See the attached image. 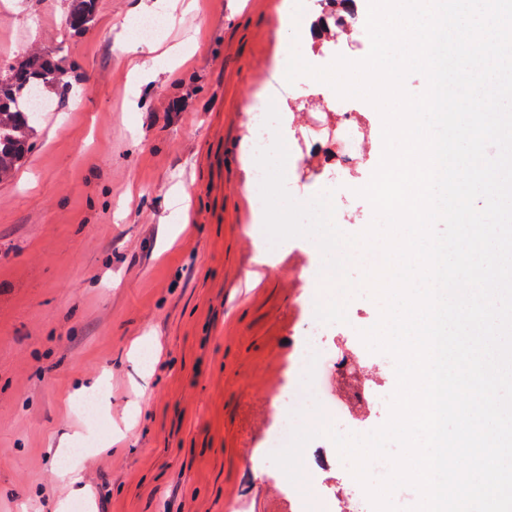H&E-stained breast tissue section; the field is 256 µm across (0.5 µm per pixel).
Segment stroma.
<instances>
[{
    "instance_id": "1",
    "label": "stroma",
    "mask_w": 512,
    "mask_h": 512,
    "mask_svg": "<svg viewBox=\"0 0 512 512\" xmlns=\"http://www.w3.org/2000/svg\"><path fill=\"white\" fill-rule=\"evenodd\" d=\"M283 0H99L68 44L86 86L44 113L24 167L0 183V512H297L283 471L255 459L321 280L313 239L258 266L246 201L253 159L245 105L276 78ZM65 0H0V60L63 42ZM169 13L135 43L133 13ZM368 153L326 163L339 112ZM285 144H318L292 175L299 197L330 189L339 228L373 210L357 191L377 165L382 119L358 98L291 89ZM326 347L377 363L359 337L379 306L365 291ZM153 359L143 366L142 344ZM102 393L105 432L78 484L57 459L94 430L73 402ZM93 436V435H92ZM310 481L364 491L337 455Z\"/></svg>"
}]
</instances>
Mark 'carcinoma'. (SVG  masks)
<instances>
[{"label": "carcinoma", "mask_w": 512, "mask_h": 512, "mask_svg": "<svg viewBox=\"0 0 512 512\" xmlns=\"http://www.w3.org/2000/svg\"><path fill=\"white\" fill-rule=\"evenodd\" d=\"M66 2V34L71 40L81 39L97 22L99 0ZM77 71L63 47L50 51L30 47L0 63V183L15 178L36 144L38 112L29 107V95L50 100L71 90Z\"/></svg>", "instance_id": "carcinoma-1"}]
</instances>
